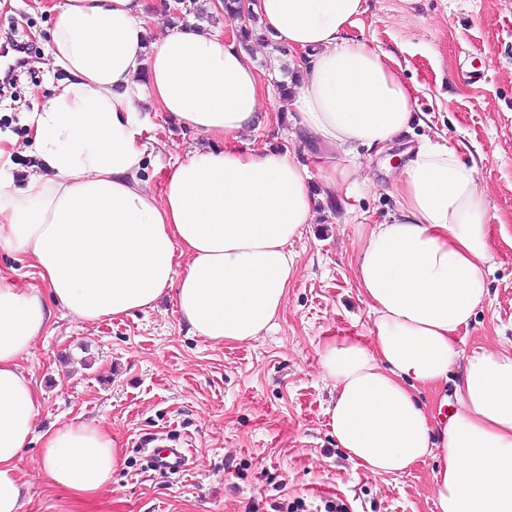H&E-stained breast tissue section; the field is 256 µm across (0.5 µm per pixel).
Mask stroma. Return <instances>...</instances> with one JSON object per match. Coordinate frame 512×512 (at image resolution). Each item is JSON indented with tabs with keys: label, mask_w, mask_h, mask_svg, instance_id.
Instances as JSON below:
<instances>
[{
	"label": "stroma",
	"mask_w": 512,
	"mask_h": 512,
	"mask_svg": "<svg viewBox=\"0 0 512 512\" xmlns=\"http://www.w3.org/2000/svg\"><path fill=\"white\" fill-rule=\"evenodd\" d=\"M50 25L35 0L0 5L1 37L33 44ZM349 34L393 54L414 89L421 120L400 144L428 140L476 162L494 228V264L486 274L488 296L457 348L464 356L487 344L511 351L512 0H369ZM250 52L264 77L287 78L293 61L276 40L253 41ZM34 67L0 95V149L20 173L32 163L23 115L65 77L43 55ZM260 109L267 119L239 147L295 150L321 197L314 222L290 245L296 270L274 327L248 342L215 343L188 331L169 296L151 309L96 322L54 312L23 361L42 390L36 427L42 432L76 419L109 425L124 462L109 489L82 503L38 478L40 448L31 444L20 461L31 483L26 512H336L340 505L345 512H436L439 458L378 476L337 447L327 413L332 383L320 367L328 339L371 336L373 319L354 278L358 227L395 214L399 171L385 169V153L363 148L355 191L325 188L317 159L328 155L341 164V151L304 132L279 97L263 100ZM149 119L144 177L155 190L168 163L204 137L155 109ZM153 431L189 445L187 471L149 470L141 443Z\"/></svg>",
	"instance_id": "1"
}]
</instances>
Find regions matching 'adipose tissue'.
<instances>
[{"mask_svg": "<svg viewBox=\"0 0 512 512\" xmlns=\"http://www.w3.org/2000/svg\"><path fill=\"white\" fill-rule=\"evenodd\" d=\"M46 55L66 80L27 113L34 164H0V250L24 255L47 295L0 272V512H24L23 448L88 502L111 486L122 448L111 427L72 421L37 432L41 393L21 361L53 310L85 322L154 307L174 293L190 332L244 342L270 329L295 270L289 244L313 223L309 171L290 150L238 148L265 92L250 53L205 24L150 35L147 0H56ZM298 62L287 107L324 143L388 149L415 118L394 57L350 37L366 0H255ZM151 102L208 143L169 163L160 192L142 177ZM390 222L364 227L355 280L370 343L338 337L320 353L332 383V433L356 466L401 473L438 455L437 512H512V351L459 356L458 336L486 298L492 226L476 165L454 148L401 152ZM463 369L448 416L433 422L417 387Z\"/></svg>", "mask_w": 512, "mask_h": 512, "instance_id": "ef3b65f1", "label": "adipose tissue"}]
</instances>
